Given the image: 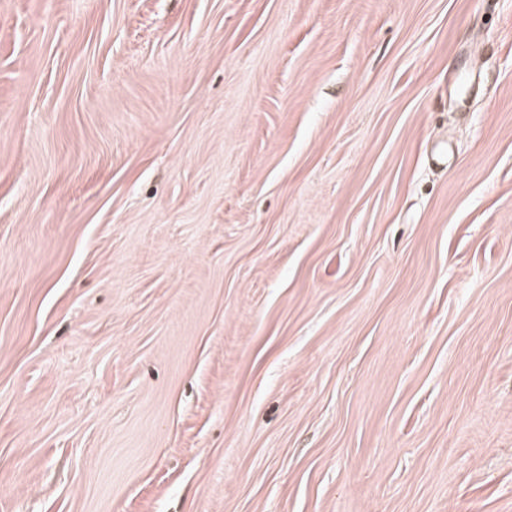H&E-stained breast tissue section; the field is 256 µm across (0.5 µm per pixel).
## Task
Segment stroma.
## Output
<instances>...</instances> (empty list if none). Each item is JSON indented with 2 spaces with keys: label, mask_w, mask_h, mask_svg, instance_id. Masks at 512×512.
Returning <instances> with one entry per match:
<instances>
[{
  "label": "stroma",
  "mask_w": 512,
  "mask_h": 512,
  "mask_svg": "<svg viewBox=\"0 0 512 512\" xmlns=\"http://www.w3.org/2000/svg\"><path fill=\"white\" fill-rule=\"evenodd\" d=\"M0 512H512V0H0Z\"/></svg>",
  "instance_id": "35a3bbf8"
}]
</instances>
